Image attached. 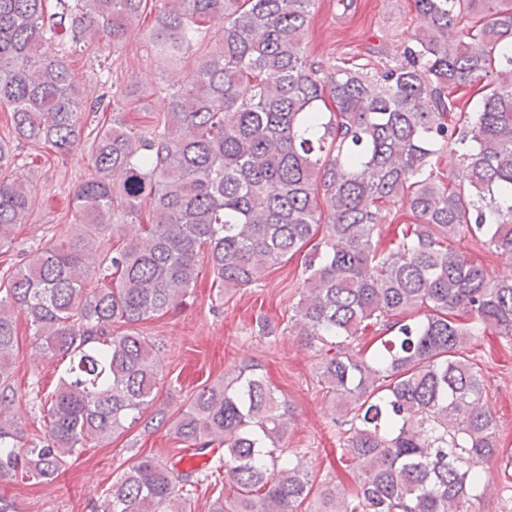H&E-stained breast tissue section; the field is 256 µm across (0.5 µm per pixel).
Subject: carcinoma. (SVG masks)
<instances>
[{"label": "carcinoma", "mask_w": 512, "mask_h": 512, "mask_svg": "<svg viewBox=\"0 0 512 512\" xmlns=\"http://www.w3.org/2000/svg\"><path fill=\"white\" fill-rule=\"evenodd\" d=\"M0 0V248L31 207L10 175L35 152L63 155L81 114L108 115L73 192L76 239L53 236L0 271V379L23 312L47 359L69 368L43 406L45 436L24 455L14 392L0 388V481L53 479L91 441L148 431L158 348L140 325L178 308L203 265L230 294L308 248L292 327L320 356L318 381L345 428L338 462L351 489H324L318 512H469L476 464L498 456L485 380L469 357L491 333L512 338V277H492L450 246L471 237L512 257V0H415L424 29L404 62L335 66L323 76L304 43L315 0ZM155 8L148 43L191 78L160 88L149 127L125 120V93L92 100L62 46L120 48ZM480 85L473 112L456 91ZM454 144L468 188L433 163ZM27 149L20 155L19 148ZM148 212V223L140 220ZM403 211L383 243L381 225ZM122 231L117 249L104 246ZM372 333L370 355L349 346ZM292 411L254 365L200 387L174 422L206 472L138 456L95 512H188L190 488L224 484L210 512H300L312 491L284 448Z\"/></svg>", "instance_id": "1"}]
</instances>
